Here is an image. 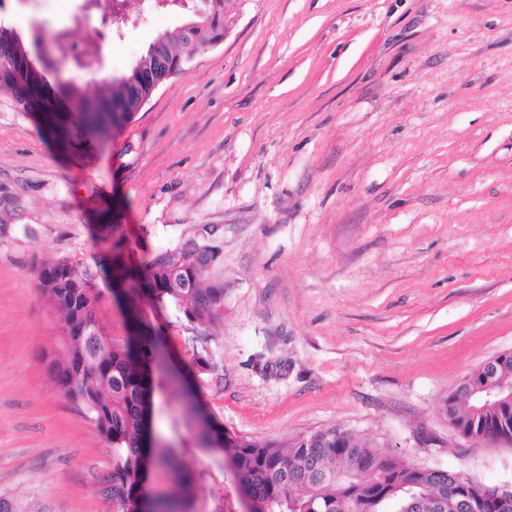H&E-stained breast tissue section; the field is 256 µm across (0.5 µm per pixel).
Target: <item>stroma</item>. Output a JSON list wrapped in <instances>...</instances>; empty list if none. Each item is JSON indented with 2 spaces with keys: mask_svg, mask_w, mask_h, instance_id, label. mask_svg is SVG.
<instances>
[{
  "mask_svg": "<svg viewBox=\"0 0 512 512\" xmlns=\"http://www.w3.org/2000/svg\"><path fill=\"white\" fill-rule=\"evenodd\" d=\"M82 3L12 10L27 40ZM192 15L114 20L105 75ZM112 224L153 252L216 228L211 340L171 305L138 311L231 433L338 428L512 487V444L444 412L512 352V0H229L223 41L105 140L45 133L0 94V494L32 512H116L107 443L46 373L58 316L37 280L47 259L95 267ZM153 402L156 433L190 442L179 400Z\"/></svg>",
  "mask_w": 512,
  "mask_h": 512,
  "instance_id": "1",
  "label": "stroma"
}]
</instances>
